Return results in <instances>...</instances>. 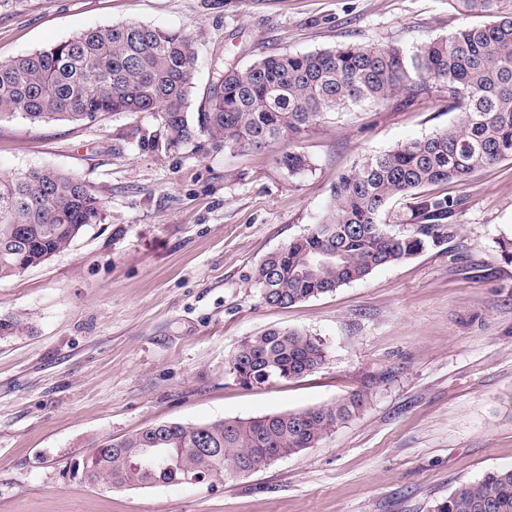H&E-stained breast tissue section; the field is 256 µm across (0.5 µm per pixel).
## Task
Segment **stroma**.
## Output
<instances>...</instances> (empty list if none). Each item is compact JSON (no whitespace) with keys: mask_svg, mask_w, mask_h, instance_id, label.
<instances>
[{"mask_svg":"<svg viewBox=\"0 0 512 512\" xmlns=\"http://www.w3.org/2000/svg\"><path fill=\"white\" fill-rule=\"evenodd\" d=\"M456 0H23L0 8V62L115 23L176 30L200 111L223 62L351 43L413 52L467 23ZM457 119L440 87L324 113L297 143L160 152L123 146L148 113L0 119V178L78 177L104 204L71 246L0 282V512H434L460 484L512 466V159L426 186L457 201L441 243L335 292L266 305L255 273L325 214L338 176ZM322 340L302 377L243 386L238 344L269 328ZM362 393L317 447L249 475L149 489L71 476L101 440L162 422L298 412Z\"/></svg>","mask_w":512,"mask_h":512,"instance_id":"stroma-1","label":"stroma"}]
</instances>
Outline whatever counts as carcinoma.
<instances>
[{
	"instance_id": "obj_1",
	"label": "carcinoma",
	"mask_w": 512,
	"mask_h": 512,
	"mask_svg": "<svg viewBox=\"0 0 512 512\" xmlns=\"http://www.w3.org/2000/svg\"><path fill=\"white\" fill-rule=\"evenodd\" d=\"M466 15L487 17L408 54L397 46L342 44L283 51L241 69L227 65L207 108L191 112L196 55L187 36L140 23L113 24L16 60L0 62V117L32 123L92 120L106 113L149 112L154 130L130 139L160 152L205 138L213 145L261 149L281 143L293 173L305 156L289 150L325 112L413 94L439 85L459 111L447 128L378 155L339 177L325 215L270 253L255 282L265 304L288 307L362 280L437 244L452 229L455 202L417 191L465 181L512 158V11L503 0H459ZM416 197L413 232L395 235L380 215L395 199ZM103 219V203L81 180L59 170L0 179V280L67 249ZM27 330L21 314L0 317V337ZM326 361L323 344L298 331L268 329L239 343L231 360L237 382L264 385L301 377ZM364 405L355 393L332 405L202 424L164 422L93 445L73 475L94 485L138 489L255 473L278 458L313 448ZM436 512H512V467L458 486Z\"/></svg>"
}]
</instances>
